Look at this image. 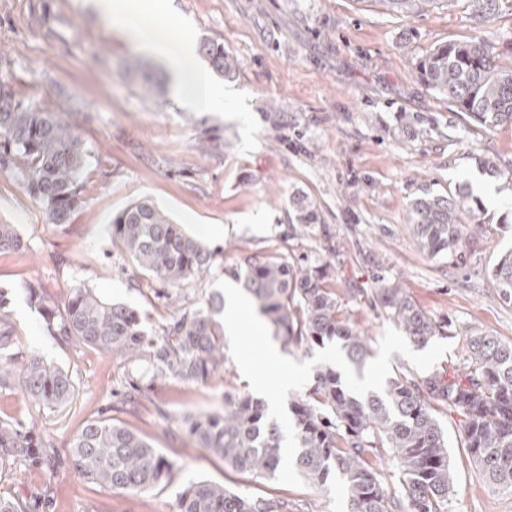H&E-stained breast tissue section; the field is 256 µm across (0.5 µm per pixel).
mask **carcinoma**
Segmentation results:
<instances>
[{"label":"carcinoma","mask_w":512,"mask_h":512,"mask_svg":"<svg viewBox=\"0 0 512 512\" xmlns=\"http://www.w3.org/2000/svg\"><path fill=\"white\" fill-rule=\"evenodd\" d=\"M403 14L438 0H387ZM474 19L492 26L512 16V0H465ZM204 53L220 75L233 76L238 60L221 44ZM424 84L462 117L493 130L512 125V65L495 62L484 38L452 41L434 48L417 63ZM88 150L72 125L55 112L8 95L0 102V172L21 181L52 224L68 223L78 206V177ZM291 237L308 238L319 221L313 202H290ZM488 223L478 199L463 189L447 194L424 192L409 204L408 224L419 249L430 257L460 250ZM112 242L145 277L164 287L181 288L211 265L213 253L153 200L131 202L112 217ZM23 241L11 224H0V251L20 249ZM272 335L284 349L308 352L336 340L347 359L361 364L370 355L366 337L342 317L325 265L303 266L283 255L250 259L237 273ZM500 296L512 301V252L491 270ZM42 313L48 335L124 357L149 353L155 372L189 382H204L224 365V342L214 316L224 299L214 294L202 306L172 317L164 337L147 339L134 310L77 285L62 303L46 301L37 281L26 285ZM377 302L416 346L448 335L450 324L432 320L397 284H385ZM466 371L445 378H417L398 367L383 392L351 393L330 364L316 371L312 387L290 402L299 449L295 466L308 482L325 487L336 481L347 512H447L454 474L448 434L439 414L461 417V445L486 478L512 490V341L466 325ZM14 323L0 298V388L19 378L33 407H62L74 395L68 372L35 353L11 351ZM198 447L224 464L257 476H273L282 464L284 431L269 419L267 406L245 393L224 394V408L183 419ZM52 440L34 426L0 417V466L38 464L52 474L59 467ZM393 461L400 490L391 493L376 461L379 450ZM69 465L84 482L110 491H144L169 479L174 463L145 438L110 418L89 421L73 438ZM178 512H288V503L232 492L206 480L188 482L179 494Z\"/></svg>","instance_id":"obj_1"}]
</instances>
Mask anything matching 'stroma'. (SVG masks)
Segmentation results:
<instances>
[{"instance_id": "stroma-1", "label": "stroma", "mask_w": 512, "mask_h": 512, "mask_svg": "<svg viewBox=\"0 0 512 512\" xmlns=\"http://www.w3.org/2000/svg\"><path fill=\"white\" fill-rule=\"evenodd\" d=\"M197 44L234 54V78L214 76L224 93L217 112L178 107L170 77L152 57L111 32L79 0H0V77L8 92L59 113L88 147L82 200L69 223H49L43 206L14 178L0 175V224L15 225L23 249L0 253V296L8 302L16 349L66 370L73 400L44 410L40 433L67 458L91 419L112 417L147 439L176 467L170 480L141 492L101 489L70 466L48 475L27 466L0 470V497L48 501V512H177L184 485L209 480L253 497L287 500L290 512H346L336 483L296 488L238 472L180 432L182 418L220 409L226 389L249 392L232 356L204 383L154 377L148 361L65 347L43 329L26 283L62 302L85 285L133 309L151 339L174 311L195 308L232 281L246 258L305 256L330 264L344 316L365 334L371 354L392 321L375 306L380 281L405 288L436 321L475 325L512 341V302L488 271L512 249V182L482 176L477 155L512 169V125L493 130L464 121L417 78L415 62L437 46L489 39L512 64V18L479 24L464 5L439 0L408 17L382 0H172ZM157 87L145 93L144 78ZM282 115L268 120L269 108ZM491 220L483 240L450 259L420 252L406 227L423 191L473 192L474 176ZM308 196L319 222L309 239L290 236L289 202ZM150 198L192 236L204 224L215 257L202 277L167 294L149 288L112 243V217ZM141 393L124 404L132 387ZM455 483L448 512H512V491L490 483L461 446L458 415L444 414Z\"/></svg>"}]
</instances>
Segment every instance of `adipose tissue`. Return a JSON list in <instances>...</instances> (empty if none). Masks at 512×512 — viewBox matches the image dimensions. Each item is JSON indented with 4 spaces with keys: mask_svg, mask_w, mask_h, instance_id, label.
Returning a JSON list of instances; mask_svg holds the SVG:
<instances>
[{
    "mask_svg": "<svg viewBox=\"0 0 512 512\" xmlns=\"http://www.w3.org/2000/svg\"><path fill=\"white\" fill-rule=\"evenodd\" d=\"M80 5L109 19L115 33L159 60L170 73L174 93L181 101L200 112L213 111L222 104V96L198 61L194 39L170 14L167 0H154L149 8L144 0H81ZM148 10L163 17L164 28L140 23V16Z\"/></svg>",
    "mask_w": 512,
    "mask_h": 512,
    "instance_id": "1",
    "label": "adipose tissue"
}]
</instances>
